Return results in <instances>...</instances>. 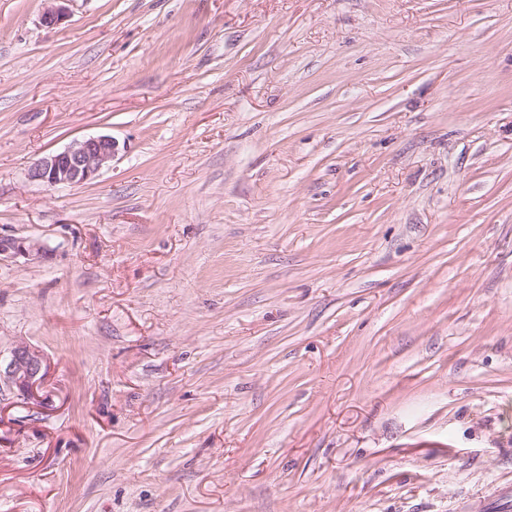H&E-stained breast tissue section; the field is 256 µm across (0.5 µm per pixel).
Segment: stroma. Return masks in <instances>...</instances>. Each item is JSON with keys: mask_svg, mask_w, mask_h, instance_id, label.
I'll list each match as a JSON object with an SVG mask.
<instances>
[{"mask_svg": "<svg viewBox=\"0 0 512 512\" xmlns=\"http://www.w3.org/2000/svg\"><path fill=\"white\" fill-rule=\"evenodd\" d=\"M48 6L0 0V512H512V0ZM117 150L112 137L78 140L63 151L39 159L29 169L28 177L47 187L89 183L114 159ZM42 252L41 246L31 240L16 237L0 238V260L7 256H37ZM46 374L47 364L43 355L26 345H18L12 350L4 369L0 362L1 386L4 384L9 389L16 388L28 403L46 399L43 393Z\"/></svg>", "mask_w": 512, "mask_h": 512, "instance_id": "obj_1", "label": "stroma"}]
</instances>
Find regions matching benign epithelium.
I'll return each instance as SVG.
<instances>
[{"mask_svg":"<svg viewBox=\"0 0 512 512\" xmlns=\"http://www.w3.org/2000/svg\"><path fill=\"white\" fill-rule=\"evenodd\" d=\"M118 145L108 136L78 140L66 149L35 162L28 172L31 181L47 187L85 184L93 181L104 165L112 161ZM41 246L16 237L0 238V257L37 256ZM47 364L42 354L26 345L16 346L5 368H0V383L17 389L26 402L44 400L43 382Z\"/></svg>","mask_w":512,"mask_h":512,"instance_id":"benign-epithelium-1","label":"benign epithelium"}]
</instances>
